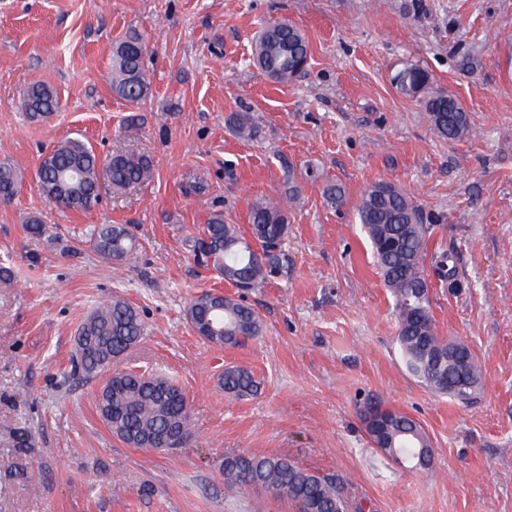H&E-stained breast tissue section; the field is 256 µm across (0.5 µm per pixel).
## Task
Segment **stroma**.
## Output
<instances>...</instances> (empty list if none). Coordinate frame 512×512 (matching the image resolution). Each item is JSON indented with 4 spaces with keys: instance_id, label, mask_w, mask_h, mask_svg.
I'll list each match as a JSON object with an SVG mask.
<instances>
[{
    "instance_id": "stroma-1",
    "label": "stroma",
    "mask_w": 512,
    "mask_h": 512,
    "mask_svg": "<svg viewBox=\"0 0 512 512\" xmlns=\"http://www.w3.org/2000/svg\"><path fill=\"white\" fill-rule=\"evenodd\" d=\"M285 20L311 63L280 83L252 62L254 38ZM148 47V92L111 88L112 47L128 32ZM427 70L466 108L473 134L440 137L420 103L391 82L403 63ZM54 89L44 122L19 107L25 88ZM249 113L252 139L225 124ZM100 158L146 157L153 177L104 194L89 212L49 204L41 160L72 139ZM0 163L23 181L0 204V512H295L262 492L229 494L228 454L288 456L333 476L349 512H512V0H0ZM340 204L327 203V183ZM388 182L433 225L424 256L448 254L434 280L438 335L481 366L475 399L437 394L398 353L393 300L357 208ZM292 198L287 273L243 291L199 266L188 241L211 215L248 227L252 202ZM47 226L34 238L29 216ZM94 224H126L138 260L116 264L86 241ZM204 291L238 293L263 321L244 345L210 343L187 308ZM119 297L144 337L91 379L72 373L74 336ZM261 382L225 394V367ZM134 368L176 378L187 398L186 447L133 448L102 422L95 397ZM405 413L428 434L429 469L382 458L361 412Z\"/></svg>"
}]
</instances>
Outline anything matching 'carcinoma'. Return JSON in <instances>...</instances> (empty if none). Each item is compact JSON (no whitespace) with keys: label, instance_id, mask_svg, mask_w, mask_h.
Masks as SVG:
<instances>
[{"label":"carcinoma","instance_id":"cac0c4a2","mask_svg":"<svg viewBox=\"0 0 512 512\" xmlns=\"http://www.w3.org/2000/svg\"><path fill=\"white\" fill-rule=\"evenodd\" d=\"M146 45L131 33L115 43L112 52V91L134 100L148 90L144 58ZM310 46L295 26L264 27L257 38L253 59L275 72L274 79L288 82L297 77V66L309 59ZM395 87L417 98L441 137L461 140L472 132L465 107L446 91L433 87L429 74L416 65H406L393 76ZM21 108L33 121L48 119L58 108L55 91L32 84L22 94ZM228 128L241 138L252 139L255 126L249 114L231 112ZM151 162L125 155L101 161L94 148L72 140L52 150L36 170V182L49 203L63 209L86 212L100 202L102 191L125 190L151 177ZM22 181L21 173L0 165V204L9 203ZM358 216L377 267L394 301L396 343L407 370L429 389L460 402L471 401L479 387L480 369L465 343L448 345L438 336L430 305L431 285L422 273V260L431 228L422 223L411 198L388 182L371 185L362 195ZM249 232L215 214L189 240L198 265L211 266L237 288H256L288 267V212L277 203H254L249 212ZM89 243L101 257L133 262L138 248L126 224L90 226ZM195 331L210 342L238 346L261 335L263 321L251 307L221 293L205 291L188 308ZM145 326L138 311L121 298H114L91 312L77 328L87 346L76 348L74 369L88 376L126 354L143 338ZM224 393L235 398L254 396L259 382L242 366L224 368ZM177 383L165 375L146 377L135 371L118 372L101 388L98 411H107L112 434L135 448H169L187 443L190 417L187 401L177 398ZM373 444L388 459L411 456L429 443L414 418L377 409L362 412ZM224 489L263 491L293 503L297 512H347L348 503L332 477L302 468L286 455L226 454Z\"/></svg>","mask_w":512,"mask_h":512}]
</instances>
